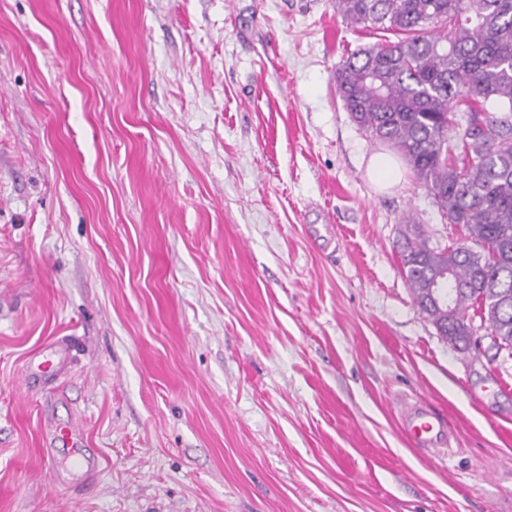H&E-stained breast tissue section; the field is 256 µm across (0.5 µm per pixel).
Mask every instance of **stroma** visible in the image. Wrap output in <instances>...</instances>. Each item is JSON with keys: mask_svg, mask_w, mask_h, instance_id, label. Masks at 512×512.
I'll return each mask as SVG.
<instances>
[{"mask_svg": "<svg viewBox=\"0 0 512 512\" xmlns=\"http://www.w3.org/2000/svg\"><path fill=\"white\" fill-rule=\"evenodd\" d=\"M385 39L336 0H0V512H512V351L401 272L407 222L462 229L371 179L336 90ZM404 430L420 447L434 448L444 444L447 429L441 415L422 406L410 407L404 414Z\"/></svg>", "mask_w": 512, "mask_h": 512, "instance_id": "stroma-1", "label": "stroma"}]
</instances>
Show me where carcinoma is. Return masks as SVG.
<instances>
[{
    "mask_svg": "<svg viewBox=\"0 0 512 512\" xmlns=\"http://www.w3.org/2000/svg\"><path fill=\"white\" fill-rule=\"evenodd\" d=\"M336 9L348 23L399 34L343 61L344 107L464 230L445 248L403 233L414 302L454 345L480 351L476 316L498 348L512 349V0H336ZM439 24L448 32L429 31ZM443 269L451 316L429 306Z\"/></svg>",
    "mask_w": 512,
    "mask_h": 512,
    "instance_id": "obj_1",
    "label": "carcinoma"
}]
</instances>
